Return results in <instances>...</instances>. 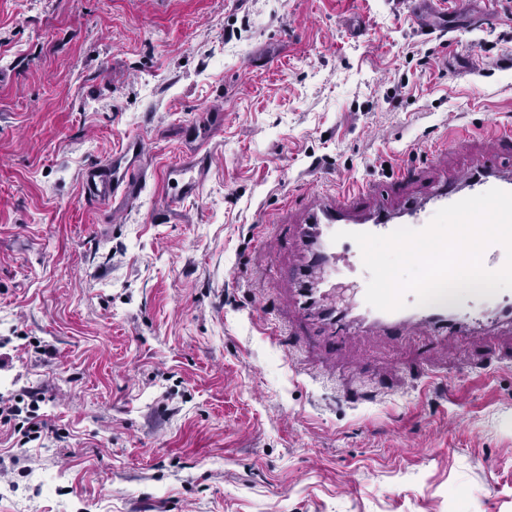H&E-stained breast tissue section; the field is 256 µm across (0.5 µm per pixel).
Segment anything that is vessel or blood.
Returning <instances> with one entry per match:
<instances>
[{
    "label": "vessel or blood",
    "mask_w": 512,
    "mask_h": 512,
    "mask_svg": "<svg viewBox=\"0 0 512 512\" xmlns=\"http://www.w3.org/2000/svg\"><path fill=\"white\" fill-rule=\"evenodd\" d=\"M144 153L143 139L137 136L128 138L109 162L83 172L81 186L84 195L107 204L115 202L116 198L130 196L145 177L141 167ZM207 162V153L196 150L181 155L178 162L170 167V206H177L198 194L199 179L186 180L182 174L189 169L205 171ZM413 178V172L403 170L379 186L357 182L345 193L320 195L318 205L308 213L306 224L292 227V234L307 240L305 265L308 274L296 276L291 282L296 308L302 318L313 320L319 334L327 339H347L361 327L382 336H404L415 326H426L441 334H456L474 331L480 325L482 314L473 307L444 303L420 306L412 293L405 294L404 309L377 310L365 301L367 284L363 281L351 282L346 304L336 302L337 269L362 261L360 248L351 238L352 233L387 235L401 227L421 230L430 224L439 209L464 198L491 188L512 192V173L506 175L489 166L462 180L455 177L439 180L426 200L406 203L399 210L370 208L369 202L378 192H385L391 198L401 197ZM338 231L344 232L345 237L337 241L333 235Z\"/></svg>",
    "instance_id": "obj_1"
}]
</instances>
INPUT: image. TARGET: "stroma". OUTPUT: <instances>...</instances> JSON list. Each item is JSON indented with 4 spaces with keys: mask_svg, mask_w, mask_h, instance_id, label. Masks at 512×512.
I'll return each mask as SVG.
<instances>
[{
    "mask_svg": "<svg viewBox=\"0 0 512 512\" xmlns=\"http://www.w3.org/2000/svg\"><path fill=\"white\" fill-rule=\"evenodd\" d=\"M491 121L512 0H0V401L44 425L0 422V512H512L503 316L297 349L274 245L315 193L492 159ZM131 136L139 194L85 198ZM203 146L197 150L180 156L179 161L167 170L168 183L171 185V194L168 196L170 207H177L186 198L194 197L199 193L200 178H173L181 176L188 169H197L202 175L205 172L208 162L207 152L201 153Z\"/></svg>",
    "mask_w": 512,
    "mask_h": 512,
    "instance_id": "35a3bbf8",
    "label": "stroma"
}]
</instances>
